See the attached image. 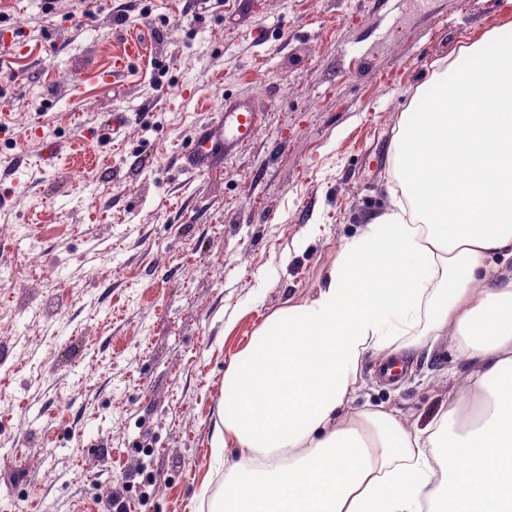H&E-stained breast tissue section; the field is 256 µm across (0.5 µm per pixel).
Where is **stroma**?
Listing matches in <instances>:
<instances>
[{
    "mask_svg": "<svg viewBox=\"0 0 512 512\" xmlns=\"http://www.w3.org/2000/svg\"><path fill=\"white\" fill-rule=\"evenodd\" d=\"M509 23L512 0H0V273L31 268L0 287V512H197L240 455L212 448L230 360L389 205L416 90ZM129 36L144 57L86 81ZM238 95L255 138L183 171ZM406 362L364 392L423 428L472 365Z\"/></svg>",
    "mask_w": 512,
    "mask_h": 512,
    "instance_id": "1",
    "label": "stroma"
}]
</instances>
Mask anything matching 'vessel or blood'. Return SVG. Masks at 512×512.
Returning <instances> with one entry per match:
<instances>
[{"instance_id": "b4317fda", "label": "vessel or blood", "mask_w": 512, "mask_h": 512, "mask_svg": "<svg viewBox=\"0 0 512 512\" xmlns=\"http://www.w3.org/2000/svg\"><path fill=\"white\" fill-rule=\"evenodd\" d=\"M145 46L136 38L125 39L122 50L113 56L110 77L125 73L131 60L143 55ZM264 110L251 96L225 98L222 110L211 123L199 128L178 156L182 170L203 174L222 158H232L250 142L263 121Z\"/></svg>"}]
</instances>
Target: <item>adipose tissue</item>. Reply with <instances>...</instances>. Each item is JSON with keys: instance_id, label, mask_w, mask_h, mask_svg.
Returning <instances> with one entry per match:
<instances>
[{"instance_id": "1", "label": "adipose tissue", "mask_w": 512, "mask_h": 512, "mask_svg": "<svg viewBox=\"0 0 512 512\" xmlns=\"http://www.w3.org/2000/svg\"><path fill=\"white\" fill-rule=\"evenodd\" d=\"M390 205L313 297L224 372L211 512H512V24L462 45L397 123ZM448 344L474 368L423 429L356 407L369 357Z\"/></svg>"}]
</instances>
